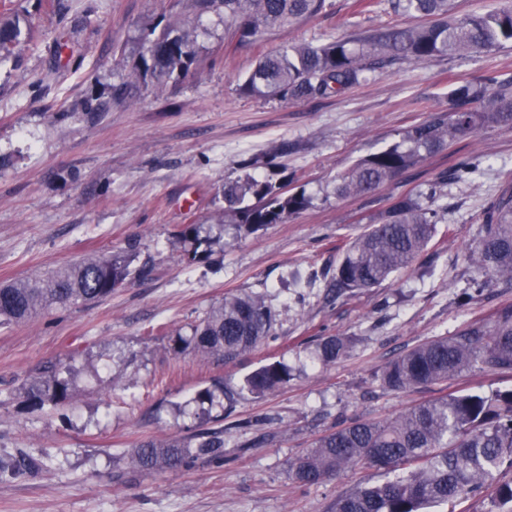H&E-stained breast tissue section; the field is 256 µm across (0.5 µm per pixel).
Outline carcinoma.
<instances>
[{
	"label": "carcinoma",
	"instance_id": "1",
	"mask_svg": "<svg viewBox=\"0 0 512 512\" xmlns=\"http://www.w3.org/2000/svg\"><path fill=\"white\" fill-rule=\"evenodd\" d=\"M394 11L430 18L417 27L386 26L360 33L352 40L285 47L260 58L239 85L243 94L283 100L335 97L364 81V72L379 62H425L437 56L488 52L512 44V3L486 13L450 15L448 0H391ZM327 0H192L198 15L213 13L233 26L235 47L254 45L271 31L321 13ZM29 38L17 17L0 16V65ZM197 27L179 20L162 28L142 30L141 50L132 65L135 81L161 90L184 79L196 62ZM488 127H512V79L488 71L455 88L451 107L436 110L405 131L389 147L367 155L336 179V199L375 192L425 157ZM482 161L471 158L442 171L425 191L398 197L374 224H368L341 247L336 265V295L369 290L413 267L436 235L437 213L425 206L448 180L467 181ZM290 182L273 183L247 175L224 185V217L249 233L281 224L307 209L311 199ZM176 236L189 240L188 262L203 260L214 240L200 236L194 224ZM478 270L512 285V185L503 187L484 209L481 231L468 252ZM135 253L92 256L27 279L0 284V326L20 324L59 308L99 303L123 286L138 270ZM274 314L255 295L224 296L191 329L175 339L174 351L186 350L231 362L272 337ZM318 355L334 364L347 353L348 339L322 336ZM474 367L512 373V303H501L485 319L470 322L450 336L417 345L383 367L380 380L403 391L448 383ZM291 380L288 366L266 364L243 381L240 390L256 398L275 393ZM70 396L57 367L33 381L25 391L28 403L41 408ZM202 458H224V430L203 431L164 442L143 441L130 455L144 472L188 468ZM512 467V389L490 395L446 394L425 400L384 422L354 421L319 438L314 446L288 461L301 488L318 485L348 467L367 465L393 478L336 497L332 512H427L460 495L491 493L498 508L512 512V483L498 481L503 464ZM35 462L25 457L0 460V475L16 476Z\"/></svg>",
	"mask_w": 512,
	"mask_h": 512
}]
</instances>
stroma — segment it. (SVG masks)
<instances>
[{
    "label": "stroma",
    "mask_w": 512,
    "mask_h": 512,
    "mask_svg": "<svg viewBox=\"0 0 512 512\" xmlns=\"http://www.w3.org/2000/svg\"><path fill=\"white\" fill-rule=\"evenodd\" d=\"M323 13L231 47L222 18H194L188 0H0L1 13L30 22L28 42L0 67V283L94 253L135 249L141 273L105 301L58 309L0 329V459L24 455L40 468L0 477V512H330L336 495L381 482L356 466L302 489L289 459L341 421L384 420L446 392L512 389V374L471 370L448 385L385 388L381 369L412 347L449 336L512 302V287L489 282L463 302L475 270L466 260L480 217L512 183V128L492 127L430 155L377 191L329 197L337 176L399 141L450 91L493 69L512 77V45L422 63L385 64L340 96L288 100L241 94L260 57L283 47L348 40L381 25L418 24L390 0L358 12L328 0ZM164 17L196 22L198 62L182 81L139 88L123 101L143 28ZM70 48L59 51L57 37ZM89 101L97 112H62ZM472 180L449 181L431 207L439 233L411 272L381 286L337 295L338 247L386 212L396 197L426 188L471 157ZM245 175L291 179L306 210L255 233L212 223L224 184ZM200 224L215 243L186 265L190 241L176 226ZM265 299L276 313L272 339L231 363L175 355L176 336L225 295ZM350 340L333 365L316 358L318 337ZM64 362L71 397L40 409L22 388ZM280 361L293 378L256 398L244 378ZM236 390L224 458L152 473L131 467L133 448L212 428L194 403L215 382Z\"/></svg>",
    "instance_id": "stroma-1"
}]
</instances>
